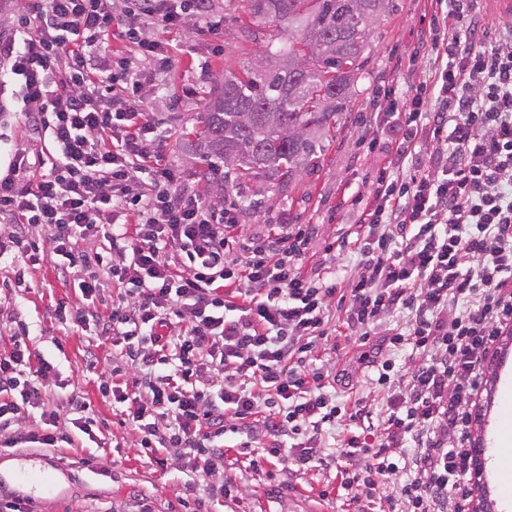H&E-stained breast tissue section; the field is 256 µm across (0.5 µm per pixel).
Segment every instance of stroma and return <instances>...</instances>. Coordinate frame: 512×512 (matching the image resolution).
Segmentation results:
<instances>
[{"mask_svg": "<svg viewBox=\"0 0 512 512\" xmlns=\"http://www.w3.org/2000/svg\"><path fill=\"white\" fill-rule=\"evenodd\" d=\"M435 0H395L392 12L373 23L368 36L364 79L358 84L335 137L325 139L315 166L302 169L288 187L276 182H249L243 190L206 183L199 177L204 164L194 154L185 133L199 126L214 81L225 72L242 73L263 55L266 34L276 32L273 23L262 25L261 39L240 33V23L225 0H210L206 19H191L180 30L161 31L169 43L175 63L158 77V90L149 98L148 110L156 119L155 134L164 149L166 163L180 174L189 191L225 207H232L237 224L247 235L266 238L279 224H311L315 231L307 245L302 265L304 274L327 277L335 266L355 272L358 226L355 197L367 195L378 171L387 160L388 145L369 127L371 114L385 107L391 90L407 89L428 78L430 57L422 43L435 13ZM14 86L0 82V175L6 174L13 145L52 152L50 143L33 138L23 117L13 109ZM260 192V209H246L243 195ZM26 269V286L0 292V350L9 347L14 319L30 326V347L57 364V377L45 389L55 407H64L70 393L83 396L101 430L96 440L76 442L71 448H0V465L36 466L53 478L56 489L43 493L36 486L21 490L11 481L0 482V496L23 498L29 512H354L355 506L341 485L344 472L357 467V460L340 457L327 469L303 470L296 465L265 464L250 467L239 449L226 452L224 469L211 474H190L181 468L179 451L164 448L161 459L149 460L135 447L132 435L121 426L122 416L114 411L105 392L112 385V357L117 350L98 340L93 330L72 332L53 313L57 300L80 303L74 288L86 276L81 265L69 266L60 274L53 260ZM349 292L337 282L327 309V328L336 341L319 342L311 367L328 371L336 378V401L352 406L360 401L370 408L368 418L342 419L336 428L325 430V450L340 448L351 433L369 432L386 416L398 394L397 385L370 384L368 370L360 357L365 352L358 331L346 324ZM94 350L95 367L86 363L87 350ZM512 394V342L499 340L495 355L485 364L483 384L476 397L471 441L483 444L487 463L483 485L495 512H512V498L501 492L496 461L499 420L504 398ZM197 490L188 501L180 494L187 480ZM244 487L241 498L219 497L212 489L224 482Z\"/></svg>", "mask_w": 512, "mask_h": 512, "instance_id": "stroma-1", "label": "stroma"}]
</instances>
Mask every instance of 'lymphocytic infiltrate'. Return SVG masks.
Wrapping results in <instances>:
<instances>
[{
	"instance_id": "lymphocytic-infiltrate-1",
	"label": "lymphocytic infiltrate",
	"mask_w": 512,
	"mask_h": 512,
	"mask_svg": "<svg viewBox=\"0 0 512 512\" xmlns=\"http://www.w3.org/2000/svg\"><path fill=\"white\" fill-rule=\"evenodd\" d=\"M434 18L450 34L434 43L432 72L383 113L394 147L358 221L365 226L358 272L347 282V324L374 331L382 315H412L407 333L385 330L363 356L376 385L403 381L380 433H359L339 448L362 459L344 485L355 500L377 491L379 475H403L387 512H459L471 493L469 407L482 362L512 325V25L480 24L466 0H437ZM13 36L0 44L11 61L15 102L51 157L16 148L0 178V266L7 289L25 285L18 257L89 267L82 301L54 314L79 331L120 345L112 359L115 403L145 455L181 449L188 471L224 466L225 436L248 430L262 450L250 466L292 460L325 466L323 429L358 418L342 410L321 374L308 370L327 335L334 284L305 276L312 225H281L253 241L232 212L185 189L167 167L148 116L154 73L170 51L154 29L203 17L206 0H18ZM133 55L101 64L109 38ZM127 93L110 96L115 86ZM408 169L405 180L394 170ZM151 179L140 183L139 170ZM41 225L42 238L29 233ZM123 291L108 318L93 305L101 276ZM17 321L0 350V447L57 448L92 435L89 405L70 395L49 408L44 382L56 366L36 357ZM421 361L389 372L382 353L403 344ZM174 355H167V347ZM41 410L45 427L19 422ZM302 442H290V435Z\"/></svg>"
}]
</instances>
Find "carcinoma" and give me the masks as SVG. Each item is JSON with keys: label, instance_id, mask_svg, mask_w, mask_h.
I'll use <instances>...</instances> for the list:
<instances>
[{"label": "carcinoma", "instance_id": "carcinoma-1", "mask_svg": "<svg viewBox=\"0 0 512 512\" xmlns=\"http://www.w3.org/2000/svg\"><path fill=\"white\" fill-rule=\"evenodd\" d=\"M262 23L276 20L288 37L268 41L265 58L245 75H224L210 91L195 144L200 179L224 185L278 178L285 184L313 166L323 139L342 118L355 86L372 23L392 0H228ZM299 59L302 73L289 67Z\"/></svg>", "mask_w": 512, "mask_h": 512}]
</instances>
